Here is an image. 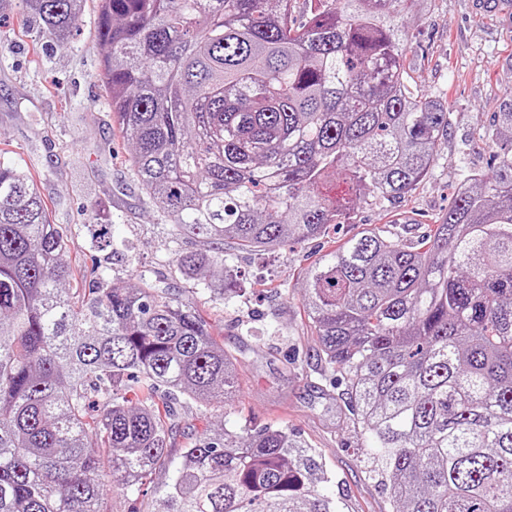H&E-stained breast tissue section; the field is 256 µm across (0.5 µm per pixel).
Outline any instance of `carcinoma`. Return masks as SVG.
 Wrapping results in <instances>:
<instances>
[{
  "mask_svg": "<svg viewBox=\"0 0 512 512\" xmlns=\"http://www.w3.org/2000/svg\"><path fill=\"white\" fill-rule=\"evenodd\" d=\"M64 42L79 0H22ZM99 0L102 82L144 195L181 237L184 280L237 295L224 240L266 252L385 210L435 167L448 102L404 64V18L433 0ZM452 205L409 242L372 229L304 274L326 370L377 449L393 512H512V92ZM342 176L350 193L324 185ZM93 247L125 259L107 225ZM72 227L0 149V512H106L169 465L172 403L237 378L194 307L100 274L71 292ZM101 441L90 448V435ZM286 428L190 438L163 512H340Z\"/></svg>",
  "mask_w": 512,
  "mask_h": 512,
  "instance_id": "carcinoma-1",
  "label": "carcinoma"
}]
</instances>
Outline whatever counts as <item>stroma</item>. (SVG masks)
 <instances>
[{
    "mask_svg": "<svg viewBox=\"0 0 512 512\" xmlns=\"http://www.w3.org/2000/svg\"><path fill=\"white\" fill-rule=\"evenodd\" d=\"M26 19L20 5L0 10V148L37 173L53 223L107 225L114 243L129 248L128 260L113 265V276L126 280L147 269L158 289L217 326L220 343L237 363V384L223 407L174 403L172 463L181 462L190 434L206 425L215 433L285 426L319 452L327 476L319 490L342 501L343 512H391L386 489L368 472L371 442L350 411L344 386L325 377L318 338L304 312L303 274L333 241L366 229L379 227L405 240L423 235L447 212L463 168L489 170L492 151L479 134L512 89V77L501 71L512 55V8L434 0L429 14L408 19L407 68L420 88L448 92V141L439 164L410 196L385 211L361 208L350 223L330 227L327 237L289 241L268 253L225 242L241 290L224 305L181 278L173 264L176 248L191 251L204 242L172 239L111 126L100 78L98 0H84L67 41L44 43L37 55L22 34ZM170 476V470L156 471L148 493L108 491L106 512H162L157 489Z\"/></svg>",
    "mask_w": 512,
    "mask_h": 512,
    "instance_id": "1",
    "label": "stroma"
}]
</instances>
